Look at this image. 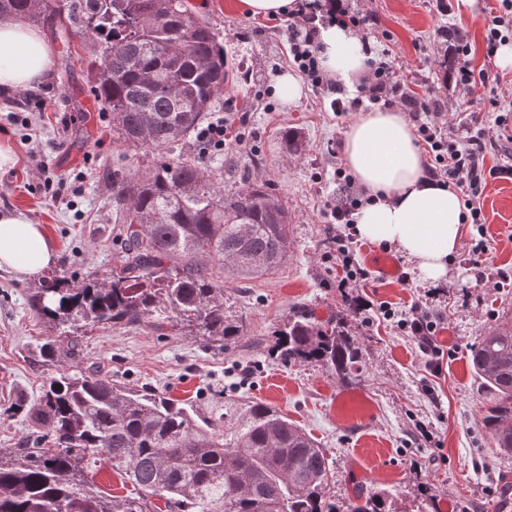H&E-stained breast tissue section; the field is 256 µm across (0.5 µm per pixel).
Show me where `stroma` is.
I'll return each instance as SVG.
<instances>
[{
	"label": "stroma",
	"mask_w": 512,
	"mask_h": 512,
	"mask_svg": "<svg viewBox=\"0 0 512 512\" xmlns=\"http://www.w3.org/2000/svg\"><path fill=\"white\" fill-rule=\"evenodd\" d=\"M220 33L237 69L216 113L231 123L246 119L248 147L229 145L240 169L275 189L291 217L288 263L276 274L244 282L226 276L227 303L245 321L239 346L216 350L177 332L159 335L147 323L102 327L82 340L78 364L135 387L209 406L216 398L258 399L287 414L325 449L332 480L328 493L347 506L356 490L387 494L402 512H512V458L484 430L486 396L469 365L473 347L489 328L512 324V181L490 182L483 197L487 236L464 225L461 244L439 283L423 280L413 258L392 257L407 280L382 278V246L355 240L353 250L368 279L340 291L335 225L321 209L336 196V144L350 117L336 118L330 95L306 91L293 104L274 93L289 71L286 17L249 15L240 0H189ZM377 18L379 47L392 50L405 83L430 91L449 112L477 116L493 126L490 100L512 105V68L488 63L484 0H470L450 15L435 0H360ZM454 25L468 39L475 68L498 73L496 90L479 86L460 98L449 84L439 31ZM52 70L39 82L0 91V144L14 163L0 170V212H22L41 224L56 249L51 273L80 275L111 270L120 226L112 212L115 166L142 169L149 158L112 139V115L89 97V66L98 47L84 37L54 43ZM36 131L37 143L26 140ZM294 130L300 152L285 153L284 131ZM485 242L489 279L477 282L469 258ZM35 279L0 269V449L18 447L28 430L18 403L34 401L55 375L39 347L54 330L26 301ZM359 310H344V299ZM410 312L426 305L442 319L438 353L378 314L380 304ZM317 317L343 315L361 349L364 373L339 382L321 367L290 365L274 352L276 331L295 307Z\"/></svg>",
	"instance_id": "35a3bbf8"
}]
</instances>
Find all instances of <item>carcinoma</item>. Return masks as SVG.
I'll return each instance as SVG.
<instances>
[{"instance_id":"cac0c4a2","label":"carcinoma","mask_w":512,"mask_h":512,"mask_svg":"<svg viewBox=\"0 0 512 512\" xmlns=\"http://www.w3.org/2000/svg\"><path fill=\"white\" fill-rule=\"evenodd\" d=\"M60 25L101 46L89 94L112 114V139L151 153L143 170L112 171L121 224L116 268L80 279L53 276L28 291L32 311L60 330L45 362L79 356L90 325H171L227 348L243 321L224 302V273L271 275L288 261L290 216L268 186L224 188L222 167L174 151L198 133L237 77L216 30L186 0H0V18ZM276 353L346 382L362 371L356 340L336 319L296 310L277 330ZM490 407L483 423L512 455V326L493 327L471 351ZM22 447L0 450V512H396L385 494L355 496L342 511L326 496V452L305 430L259 400L224 399L202 416L147 388L97 372L62 371L28 407ZM105 463L133 492L94 481Z\"/></svg>"}]
</instances>
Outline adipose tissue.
Instances as JSON below:
<instances>
[{
    "label": "adipose tissue",
    "mask_w": 512,
    "mask_h": 512,
    "mask_svg": "<svg viewBox=\"0 0 512 512\" xmlns=\"http://www.w3.org/2000/svg\"><path fill=\"white\" fill-rule=\"evenodd\" d=\"M319 40L327 74L346 85L358 81L367 54L355 30L332 24L321 29ZM53 61V47L39 28L19 19H0V89L32 85ZM344 154L369 196L354 215L358 237L397 246L416 260L424 279L444 278L461 242L464 208L457 193L426 178L424 157L405 114L359 113L346 131ZM55 258L52 243L31 217L0 214V268L31 278Z\"/></svg>",
    "instance_id": "adipose-tissue-1"
}]
</instances>
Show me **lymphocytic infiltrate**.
Here are the masks:
<instances>
[{
  "instance_id": "obj_1",
  "label": "lymphocytic infiltrate",
  "mask_w": 512,
  "mask_h": 512,
  "mask_svg": "<svg viewBox=\"0 0 512 512\" xmlns=\"http://www.w3.org/2000/svg\"><path fill=\"white\" fill-rule=\"evenodd\" d=\"M335 22L366 30L373 25L374 17L351 0H340L330 8L324 7L322 0H297L296 11L287 26L292 64L313 91L320 93L336 90L335 83L322 67L317 41L320 27ZM440 36L451 60L449 83L463 95L470 94L477 85H489L493 75L485 69H473L467 39L450 26L442 28ZM360 91V96L351 101L337 103V115L375 106L397 107L407 112L414 123L418 145L430 157L425 167L427 178L457 192L477 233L485 234L486 219L480 200L489 181H512V131L502 124L489 130L473 120H449L445 104L432 92H415L399 79L396 63L387 48L367 59ZM496 154L503 155V162L487 166V157ZM335 175L339 194L325 201L323 214L328 223L336 227V265L342 271L338 285L350 288L368 277L367 271L355 263L352 254L354 214L365 204L366 197L344 167H337ZM379 313L383 319L396 323L403 332L418 338L424 347H431L438 333L436 318L422 308L399 313L384 305Z\"/></svg>"
}]
</instances>
